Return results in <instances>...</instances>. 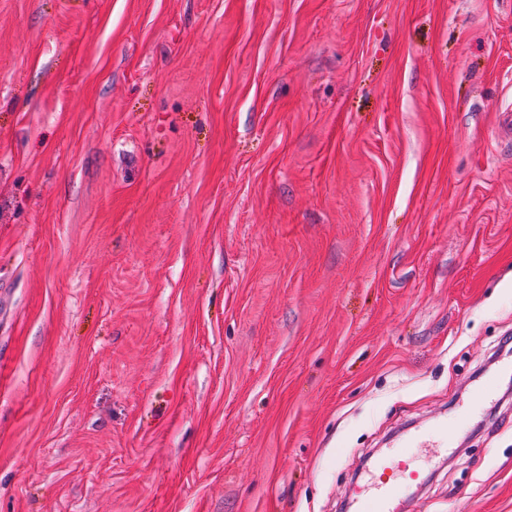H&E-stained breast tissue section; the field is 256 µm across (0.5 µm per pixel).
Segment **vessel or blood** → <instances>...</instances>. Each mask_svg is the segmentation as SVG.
<instances>
[{
    "mask_svg": "<svg viewBox=\"0 0 512 512\" xmlns=\"http://www.w3.org/2000/svg\"><path fill=\"white\" fill-rule=\"evenodd\" d=\"M451 443L447 426L437 425L416 432L390 448L374 463L367 481L356 492L361 512H393V505L406 496L412 481L420 476L415 464L419 449L447 448Z\"/></svg>",
    "mask_w": 512,
    "mask_h": 512,
    "instance_id": "1",
    "label": "vessel or blood"
}]
</instances>
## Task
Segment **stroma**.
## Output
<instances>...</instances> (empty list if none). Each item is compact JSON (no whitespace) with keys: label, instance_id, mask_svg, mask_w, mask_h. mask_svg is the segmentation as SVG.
<instances>
[{"label":"stroma","instance_id":"stroma-1","mask_svg":"<svg viewBox=\"0 0 512 512\" xmlns=\"http://www.w3.org/2000/svg\"><path fill=\"white\" fill-rule=\"evenodd\" d=\"M512 0H0V512H512ZM491 403L474 404L477 372ZM451 443L448 426L436 425L429 431H417L390 448L374 463L367 481L358 487L356 501L361 512H393V505L406 496L411 482L420 476L415 464L419 449L448 448Z\"/></svg>","mask_w":512,"mask_h":512}]
</instances>
